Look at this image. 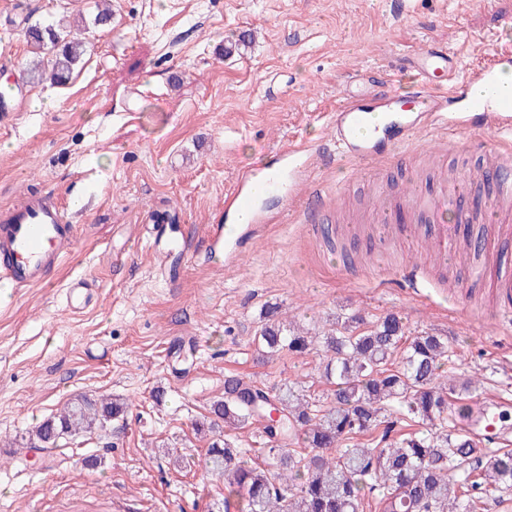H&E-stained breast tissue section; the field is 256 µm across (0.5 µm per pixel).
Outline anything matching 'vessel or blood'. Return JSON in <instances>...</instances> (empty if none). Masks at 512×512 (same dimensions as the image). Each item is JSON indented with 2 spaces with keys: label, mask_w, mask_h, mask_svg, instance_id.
<instances>
[{
  "label": "vessel or blood",
  "mask_w": 512,
  "mask_h": 512,
  "mask_svg": "<svg viewBox=\"0 0 512 512\" xmlns=\"http://www.w3.org/2000/svg\"><path fill=\"white\" fill-rule=\"evenodd\" d=\"M409 65L421 82L411 102L401 103L387 92H345L341 104L330 114V138L340 157L381 165L395 162L401 148L419 130L440 123L471 132L488 128L503 133L499 144L483 148L484 164L477 174L481 180L490 173L499 176L491 209L478 212L464 205L468 192L464 181L453 191H440L428 202L438 220L434 244L444 256L449 249L466 247L464 225L489 219L512 220V98L494 96L499 77L512 66V54L499 53L460 77L446 43L435 40L413 54ZM278 154L281 165L277 175L268 176L251 167L238 172L235 188L224 197V223L210 227L205 249L208 262L236 254L242 236L260 235L267 222L258 205L262 193L281 192L291 198L304 191L307 206L295 211L294 220L314 223L318 206L326 201L323 184L312 176L316 145L294 141ZM242 210L250 211L252 220L245 232L238 234L228 224ZM449 211L454 214L450 224L443 220ZM74 245V226L66 209L53 193L39 194L21 207L0 212V279L17 288L40 285Z\"/></svg>",
  "instance_id": "vessel-or-blood-1"
}]
</instances>
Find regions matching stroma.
Returning a JSON list of instances; mask_svg holds the SVG:
<instances>
[{"mask_svg": "<svg viewBox=\"0 0 512 512\" xmlns=\"http://www.w3.org/2000/svg\"><path fill=\"white\" fill-rule=\"evenodd\" d=\"M95 13L94 0H0V91L17 104L0 115V208L55 192L76 236L44 284L0 304V512H222L209 443L259 439L253 424L194 430L225 376L326 395L321 355H258L252 338L272 305L305 328L395 312L410 330L447 335L458 350L449 374L480 378L472 397L500 401L512 445V318L493 293L512 253L496 225L483 228L474 282L433 270V224L382 240L367 220L411 185L438 191L433 158L452 175L481 165L480 151L460 149L465 134L426 129L370 177L343 159L315 165L329 194L320 224L282 221L285 203L270 195L262 235L227 268L181 255L178 279H166L139 233L150 220L202 239L223 223L240 168L272 164L292 137L329 142L352 70L409 94L403 59L440 39L468 72L512 43V0H112L111 27L89 29L66 84L28 82L29 22ZM245 32L251 48L231 50ZM412 265L427 271L415 288L400 278ZM80 395L125 402L111 439L33 447L32 428Z\"/></svg>", "mask_w": 512, "mask_h": 512, "instance_id": "obj_1", "label": "stroma"}]
</instances>
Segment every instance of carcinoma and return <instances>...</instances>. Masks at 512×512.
Listing matches in <instances>:
<instances>
[{
	"label": "carcinoma",
	"mask_w": 512,
	"mask_h": 512,
	"mask_svg": "<svg viewBox=\"0 0 512 512\" xmlns=\"http://www.w3.org/2000/svg\"><path fill=\"white\" fill-rule=\"evenodd\" d=\"M41 60L26 68L33 82L64 84L86 42L68 24L27 27ZM268 308L254 342L268 356L323 353V377L331 385L320 401L303 386L271 391L238 377L224 379V400L212 405L207 428L260 424L265 465L226 439L214 442L206 466L224 479V505L239 512H364L377 501L381 512H476L485 499L512 494V451L478 447L463 429L448 424V400L472 392V381L448 376L453 356L448 338L412 333L388 313L373 322L358 314L313 332L291 328ZM277 403L274 421L267 408ZM123 406L81 395L33 431L41 448L65 437L106 431ZM418 430L393 437V426ZM299 438L301 452L286 447Z\"/></svg>",
	"instance_id": "1"
}]
</instances>
